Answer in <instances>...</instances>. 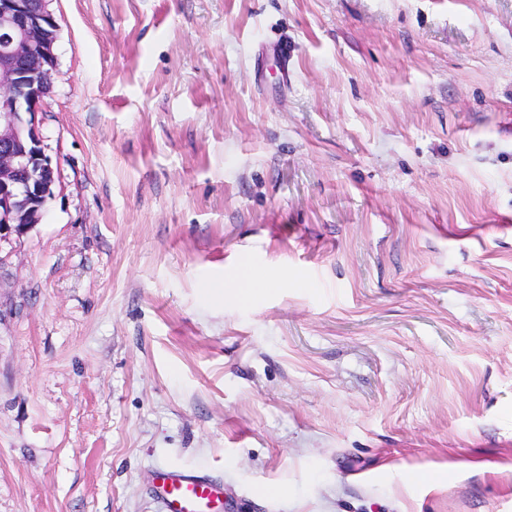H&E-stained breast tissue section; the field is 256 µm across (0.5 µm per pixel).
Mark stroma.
<instances>
[{"label":"stroma","instance_id":"35a3bbf8","mask_svg":"<svg viewBox=\"0 0 512 512\" xmlns=\"http://www.w3.org/2000/svg\"><path fill=\"white\" fill-rule=\"evenodd\" d=\"M48 9L0 512H157L173 466L224 512H512V0ZM267 283L268 278L264 273L248 268L243 270L238 280L232 283H223L218 288H214V291L223 298L226 296L245 298Z\"/></svg>","mask_w":512,"mask_h":512}]
</instances>
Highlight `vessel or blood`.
I'll use <instances>...</instances> for the list:
<instances>
[{
	"mask_svg": "<svg viewBox=\"0 0 512 512\" xmlns=\"http://www.w3.org/2000/svg\"><path fill=\"white\" fill-rule=\"evenodd\" d=\"M153 488L164 512H224V487L207 472L164 468L156 473Z\"/></svg>",
	"mask_w": 512,
	"mask_h": 512,
	"instance_id": "obj_1",
	"label": "vessel or blood"
}]
</instances>
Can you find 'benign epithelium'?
<instances>
[{"label":"benign epithelium","mask_w":512,"mask_h":512,"mask_svg":"<svg viewBox=\"0 0 512 512\" xmlns=\"http://www.w3.org/2000/svg\"><path fill=\"white\" fill-rule=\"evenodd\" d=\"M48 0H0V240L41 221L55 169L38 106L51 88L57 26Z\"/></svg>","instance_id":"benign-epithelium-1"}]
</instances>
